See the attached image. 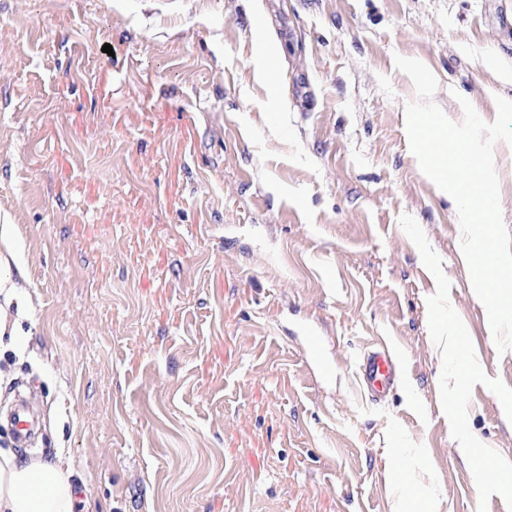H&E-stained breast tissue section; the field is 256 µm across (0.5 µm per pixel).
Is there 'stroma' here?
I'll list each match as a JSON object with an SVG mask.
<instances>
[{"mask_svg":"<svg viewBox=\"0 0 512 512\" xmlns=\"http://www.w3.org/2000/svg\"><path fill=\"white\" fill-rule=\"evenodd\" d=\"M512 0H0V407L97 512H512V351L410 151ZM277 79L254 78L256 39ZM111 53H103V45ZM401 364L371 401L358 364ZM13 421L17 445L20 447L27 446L30 436L36 426L34 418L22 407L15 410L13 414Z\"/></svg>","mask_w":512,"mask_h":512,"instance_id":"35a3bbf8","label":"stroma"}]
</instances>
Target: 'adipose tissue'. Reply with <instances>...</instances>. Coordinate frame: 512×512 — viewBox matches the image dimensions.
<instances>
[{
    "instance_id": "obj_1",
    "label": "adipose tissue",
    "mask_w": 512,
    "mask_h": 512,
    "mask_svg": "<svg viewBox=\"0 0 512 512\" xmlns=\"http://www.w3.org/2000/svg\"><path fill=\"white\" fill-rule=\"evenodd\" d=\"M72 467L63 455L23 461L0 448V512H74Z\"/></svg>"
}]
</instances>
